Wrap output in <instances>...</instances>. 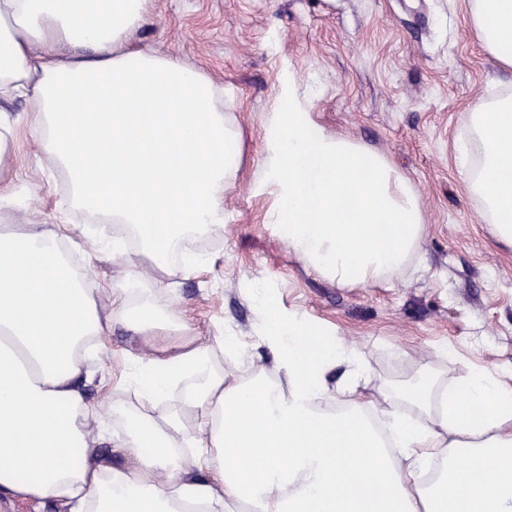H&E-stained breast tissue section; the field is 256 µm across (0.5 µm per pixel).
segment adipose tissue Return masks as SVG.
I'll return each instance as SVG.
<instances>
[{"mask_svg":"<svg viewBox=\"0 0 512 512\" xmlns=\"http://www.w3.org/2000/svg\"><path fill=\"white\" fill-rule=\"evenodd\" d=\"M466 4L470 34L512 71V0ZM152 13L153 0H0V495L63 512H512L504 374L477 367L451 386L422 366L388 383L260 283L247 297L273 373L244 380L237 338L200 335L157 293L159 273L205 269L198 242L223 233L243 152L223 86L137 41ZM19 97L26 109L7 111ZM309 107L294 86L263 115L266 223L342 287L415 270L426 222L410 180ZM25 139L62 188L51 224L20 184ZM453 161L512 246L511 90L477 100ZM75 252L122 264V279L98 282ZM117 321L158 342L126 357L151 413L86 398Z\"/></svg>","mask_w":512,"mask_h":512,"instance_id":"ef3b65f1","label":"adipose tissue"}]
</instances>
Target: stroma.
<instances>
[{"label": "stroma", "instance_id": "obj_1", "mask_svg": "<svg viewBox=\"0 0 512 512\" xmlns=\"http://www.w3.org/2000/svg\"><path fill=\"white\" fill-rule=\"evenodd\" d=\"M146 43L197 64L234 99L245 159L224 199V234L198 278L169 282L201 335L240 336L248 378L271 368L258 345L255 282L290 310L337 327L377 376L419 365L449 383L473 367L512 372V247L482 224L451 160L471 104L512 89L467 29L463 0H155ZM307 87L317 124L383 155L410 179L427 234L415 274L345 288L310 274L254 191L260 120L288 86Z\"/></svg>", "mask_w": 512, "mask_h": 512}]
</instances>
